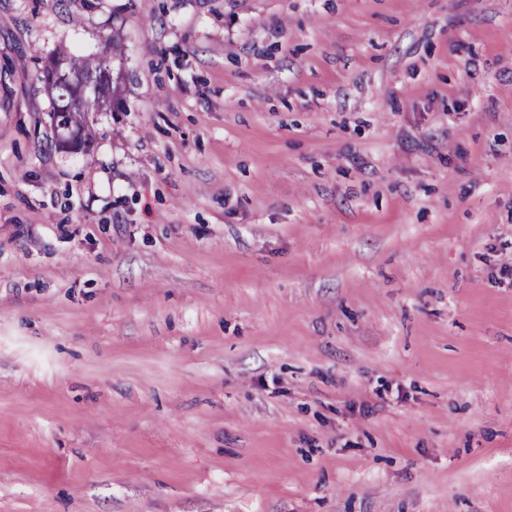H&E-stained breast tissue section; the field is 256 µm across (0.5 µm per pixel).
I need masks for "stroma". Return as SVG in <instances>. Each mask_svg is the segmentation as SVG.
Listing matches in <instances>:
<instances>
[{"mask_svg": "<svg viewBox=\"0 0 512 512\" xmlns=\"http://www.w3.org/2000/svg\"><path fill=\"white\" fill-rule=\"evenodd\" d=\"M0 512H512V0H0ZM56 61L65 63L66 68L64 70L69 73L72 77V86L63 90H56V88H50L45 85L48 92L51 94L55 101V107L52 112V116L58 127L67 129L70 135L63 141L71 142V150L73 152L89 150L92 145L93 135L88 131L85 112H89L90 109L84 105L85 85L87 82L97 78H106L110 81V85L107 89L110 97L108 106L112 107V104L119 101L118 94L120 87L117 85L118 77L115 79L107 75L109 73L107 64L109 63L106 58H90L86 56H78L71 54L64 48H59L57 51ZM51 61V62H52ZM63 144L59 141V147Z\"/></svg>", "mask_w": 512, "mask_h": 512, "instance_id": "stroma-1", "label": "stroma"}]
</instances>
